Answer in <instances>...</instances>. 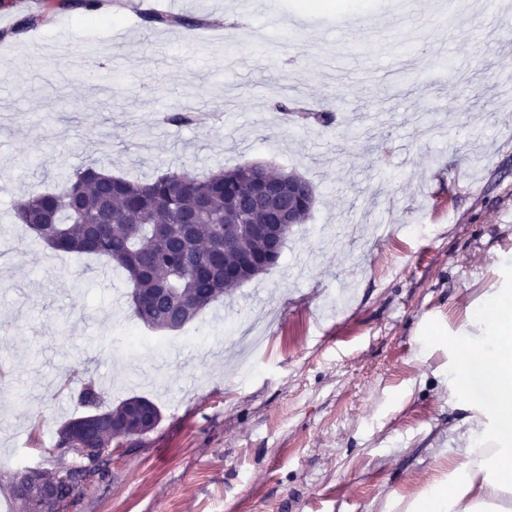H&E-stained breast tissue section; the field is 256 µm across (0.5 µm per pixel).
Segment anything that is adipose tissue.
I'll use <instances>...</instances> for the list:
<instances>
[{
    "label": "adipose tissue",
    "mask_w": 512,
    "mask_h": 512,
    "mask_svg": "<svg viewBox=\"0 0 512 512\" xmlns=\"http://www.w3.org/2000/svg\"><path fill=\"white\" fill-rule=\"evenodd\" d=\"M478 316L485 334L454 340L465 351L454 369V392L470 400L472 377L484 378L490 395L483 408L498 429L456 449L447 489L421 512H512V307L490 300Z\"/></svg>",
    "instance_id": "obj_1"
}]
</instances>
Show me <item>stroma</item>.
I'll use <instances>...</instances> for the list:
<instances>
[{
    "mask_svg": "<svg viewBox=\"0 0 512 512\" xmlns=\"http://www.w3.org/2000/svg\"><path fill=\"white\" fill-rule=\"evenodd\" d=\"M47 15L0 41V512L22 454L58 458L83 414L144 397L161 413L65 512H406L466 444L457 336L512 295V13L489 0H181L206 27ZM303 24L293 38L282 27ZM261 60L225 67L227 34ZM332 58L334 67L323 64ZM289 97L335 115L285 118ZM206 126L178 129L180 106ZM96 162L148 179L263 162L315 186L275 267L193 326L137 321L121 270L63 255L15 217ZM78 402L83 407L96 409L97 412L103 413V416H109L112 413V409H102L101 393L98 391V387L93 380H87L81 383L78 393Z\"/></svg>",
    "mask_w": 512,
    "mask_h": 512,
    "instance_id": "1",
    "label": "stroma"
}]
</instances>
